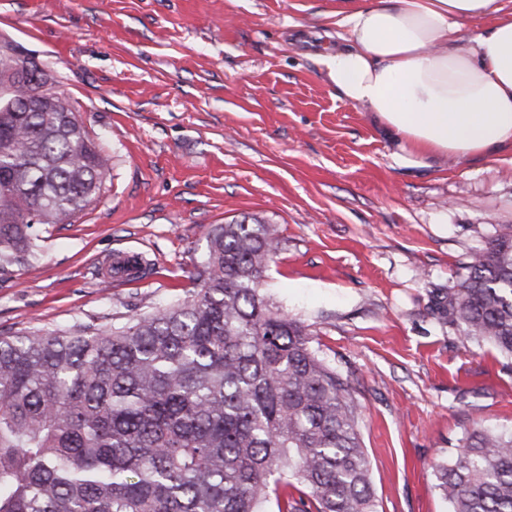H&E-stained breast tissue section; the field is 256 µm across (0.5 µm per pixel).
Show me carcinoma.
<instances>
[{
    "label": "carcinoma",
    "mask_w": 512,
    "mask_h": 512,
    "mask_svg": "<svg viewBox=\"0 0 512 512\" xmlns=\"http://www.w3.org/2000/svg\"><path fill=\"white\" fill-rule=\"evenodd\" d=\"M0 44V274L41 256L110 171L66 94ZM271 224L207 231L201 288L116 327L0 336V512H377L361 406L307 326L263 292ZM436 310L512 372V225ZM448 512H512V429L434 466Z\"/></svg>",
    "instance_id": "1"
}]
</instances>
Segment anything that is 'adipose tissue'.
I'll return each instance as SVG.
<instances>
[{"label":"adipose tissue","instance_id":"obj_1","mask_svg":"<svg viewBox=\"0 0 512 512\" xmlns=\"http://www.w3.org/2000/svg\"><path fill=\"white\" fill-rule=\"evenodd\" d=\"M336 23L348 46L320 62L338 98L404 147L465 160L512 145V0H342Z\"/></svg>","mask_w":512,"mask_h":512}]
</instances>
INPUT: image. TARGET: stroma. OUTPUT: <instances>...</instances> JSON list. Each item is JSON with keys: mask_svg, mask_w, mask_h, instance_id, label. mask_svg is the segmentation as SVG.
Masks as SVG:
<instances>
[{"mask_svg": "<svg viewBox=\"0 0 512 512\" xmlns=\"http://www.w3.org/2000/svg\"><path fill=\"white\" fill-rule=\"evenodd\" d=\"M337 0H0V40L77 101L111 170L42 258L0 275V335L121 325L184 299L213 224L258 217L266 295L351 383L378 512H448L433 467L465 431L512 428V372L434 310L512 225V149L418 157L338 98L318 63ZM153 273L103 283L111 256Z\"/></svg>", "mask_w": 512, "mask_h": 512, "instance_id": "1", "label": "stroma"}]
</instances>
